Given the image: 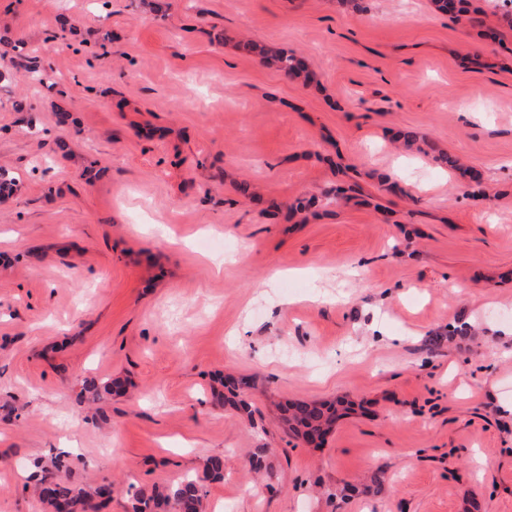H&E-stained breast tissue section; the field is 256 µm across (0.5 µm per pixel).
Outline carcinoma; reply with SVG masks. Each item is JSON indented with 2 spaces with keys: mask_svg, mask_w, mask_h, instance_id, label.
Here are the masks:
<instances>
[{
  "mask_svg": "<svg viewBox=\"0 0 512 512\" xmlns=\"http://www.w3.org/2000/svg\"><path fill=\"white\" fill-rule=\"evenodd\" d=\"M440 9L460 21L466 16L462 0H439ZM279 68L290 77H299L304 65L293 55H281ZM227 402L237 410L249 412L250 403L244 393L231 383L227 386ZM346 410L341 403L295 401L283 408L288 428L298 438L310 434L326 435ZM35 494L45 512H102L112 502V484L99 486L90 495L69 479L68 455L54 457L51 465L33 463ZM203 486L193 478H182L164 486L139 489L130 498V512H203Z\"/></svg>",
  "mask_w": 512,
  "mask_h": 512,
  "instance_id": "obj_1",
  "label": "carcinoma"
}]
</instances>
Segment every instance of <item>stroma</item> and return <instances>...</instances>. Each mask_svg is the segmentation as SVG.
Instances as JSON below:
<instances>
[{
    "instance_id": "obj_1",
    "label": "stroma",
    "mask_w": 512,
    "mask_h": 512,
    "mask_svg": "<svg viewBox=\"0 0 512 512\" xmlns=\"http://www.w3.org/2000/svg\"><path fill=\"white\" fill-rule=\"evenodd\" d=\"M472 2L0 0V512L62 451L107 512L217 456L206 512H512V0ZM338 398L319 448L275 409Z\"/></svg>"
}]
</instances>
